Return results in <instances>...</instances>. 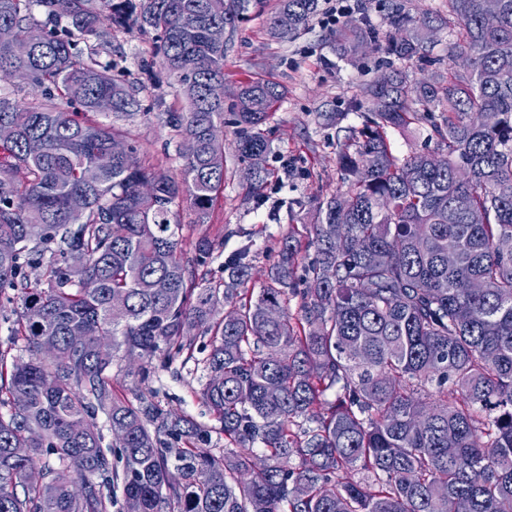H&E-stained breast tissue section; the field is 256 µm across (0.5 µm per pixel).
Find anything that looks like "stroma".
<instances>
[{"instance_id": "1", "label": "stroma", "mask_w": 512, "mask_h": 512, "mask_svg": "<svg viewBox=\"0 0 512 512\" xmlns=\"http://www.w3.org/2000/svg\"><path fill=\"white\" fill-rule=\"evenodd\" d=\"M400 4L410 16L426 13L447 16L448 0H365L363 9L350 15V22L371 23L386 31L392 4ZM279 0H247L235 28L224 35V192L209 223L199 224L187 203L173 208V220L180 224V238L186 257L196 258L201 237L223 242L225 253L241 247L251 249L250 287L259 288L274 268L282 241L288 235L304 237L316 221L320 202L344 191L337 164L338 127L360 125L353 111L355 99L364 86L388 71L389 57L382 42L364 45L354 56L340 55L334 27L318 21L293 36L277 38L269 32V20ZM153 32L116 31L112 34V73L138 89L139 106L120 120L128 140L138 148L146 164L166 160L170 174H178L180 141L166 124L176 95L166 81L146 84L144 68L162 72L153 52ZM258 79L279 84L285 94L264 126L270 151L268 164L275 176L260 194L248 189V162L234 147L235 113L233 96L246 81ZM339 114V125L326 124L322 115ZM195 359L174 360L170 368L142 376L138 364L122 360L112 367V386L129 400L146 397L165 411H180L210 430L214 442L224 440L220 423L201 398L205 381L196 363L205 359L212 337L202 331L190 333Z\"/></svg>"}]
</instances>
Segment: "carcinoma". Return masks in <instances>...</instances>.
Here are the masks:
<instances>
[{
	"instance_id": "cac0c4a2",
	"label": "carcinoma",
	"mask_w": 512,
	"mask_h": 512,
	"mask_svg": "<svg viewBox=\"0 0 512 512\" xmlns=\"http://www.w3.org/2000/svg\"><path fill=\"white\" fill-rule=\"evenodd\" d=\"M497 2L495 29L483 0H448V16L418 19L393 6L387 55L421 57L448 27V56L470 70L416 79L395 68L364 88L353 102L362 126L336 142L346 190L320 202L305 240L285 238L254 300L239 290L248 250L224 264L227 281L206 283L170 220L181 198L208 223L224 188V102L208 95L224 80V46L206 32L234 28L245 0H0V28L13 33L0 42V77L26 69L40 90L26 106L0 95V298L20 301L22 341V354L0 352V512H123L133 501L140 512H454L460 498L469 512H512V0ZM317 7L280 0L270 32L288 36L279 15L297 29ZM34 28L43 41L18 53ZM134 28L156 32L155 55L186 102L167 120L198 146L180 156L178 178L141 165L132 144L110 155L127 135L96 120L102 97L117 117L138 106L99 60L112 31ZM377 35L346 24L336 46L353 55ZM281 97L249 82L234 103L255 193L271 176L262 126ZM422 121L434 149L395 153L388 133ZM92 163L96 185L83 177ZM461 194L465 211L453 207ZM311 249L294 315L288 288ZM48 251L61 261L30 282L26 268ZM73 251L95 291L69 268ZM221 303L233 320L215 319ZM269 305L278 320L265 319ZM31 307L40 322L28 321ZM200 328L213 333L202 396L222 448L188 416L112 389L119 353L147 373L157 357L165 366L192 351L185 336ZM100 413L125 436L108 450ZM31 468L42 483L27 481Z\"/></svg>"
}]
</instances>
